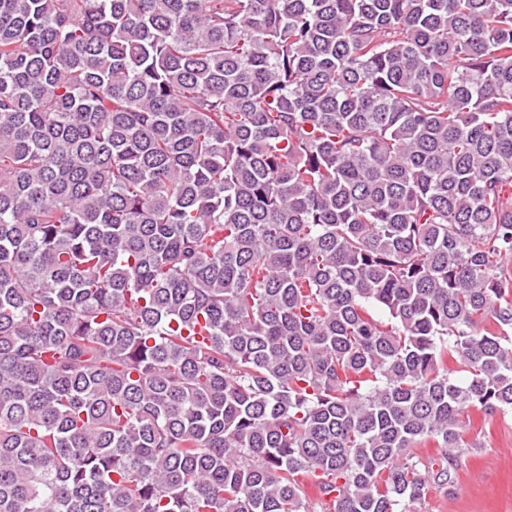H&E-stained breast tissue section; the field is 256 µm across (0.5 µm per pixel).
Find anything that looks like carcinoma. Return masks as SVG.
Wrapping results in <instances>:
<instances>
[{"mask_svg":"<svg viewBox=\"0 0 512 512\" xmlns=\"http://www.w3.org/2000/svg\"><path fill=\"white\" fill-rule=\"evenodd\" d=\"M511 331L512 0H0V512H406Z\"/></svg>","mask_w":512,"mask_h":512,"instance_id":"obj_1","label":"carcinoma"}]
</instances>
